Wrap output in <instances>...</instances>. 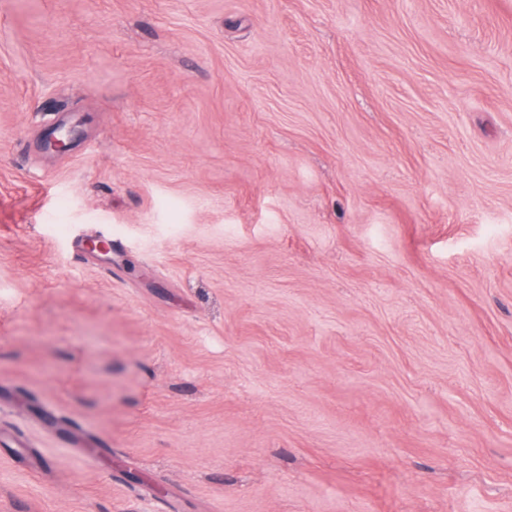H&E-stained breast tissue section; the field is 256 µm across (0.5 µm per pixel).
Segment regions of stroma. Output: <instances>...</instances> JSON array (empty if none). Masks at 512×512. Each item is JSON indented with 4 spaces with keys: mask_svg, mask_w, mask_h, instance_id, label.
Wrapping results in <instances>:
<instances>
[{
    "mask_svg": "<svg viewBox=\"0 0 512 512\" xmlns=\"http://www.w3.org/2000/svg\"><path fill=\"white\" fill-rule=\"evenodd\" d=\"M0 512H512V0H0Z\"/></svg>",
    "mask_w": 512,
    "mask_h": 512,
    "instance_id": "35a3bbf8",
    "label": "stroma"
}]
</instances>
